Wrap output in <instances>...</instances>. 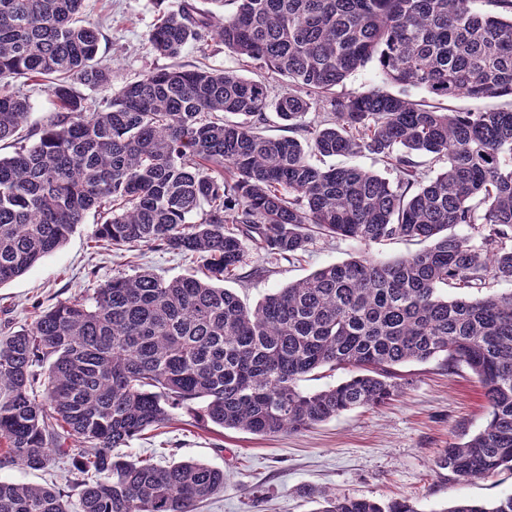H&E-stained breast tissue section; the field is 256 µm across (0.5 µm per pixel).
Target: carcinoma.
Masks as SVG:
<instances>
[{
	"label": "carcinoma",
	"instance_id": "cac0c4a2",
	"mask_svg": "<svg viewBox=\"0 0 512 512\" xmlns=\"http://www.w3.org/2000/svg\"><path fill=\"white\" fill-rule=\"evenodd\" d=\"M84 2L0 0V142L30 113L13 81H47L57 107L38 139L0 156V286L63 246L90 211L103 244L190 255L203 277L114 276L0 334V469L70 457L78 474L68 496L1 479L0 512H196L223 470L115 449L195 403L226 429L300 432L385 404L400 390L398 366L439 357L476 377L487 419L448 443L438 468L458 479L512 470V290L439 293L512 283V110L336 93L375 59L386 80L436 99L512 97V0H182L159 12V55L210 37L286 78L273 102L264 82L208 66L149 71L106 95L112 68ZM270 108L289 135L259 131ZM315 108L326 118L305 123ZM366 153L395 180L312 161ZM419 154L440 170L420 169ZM316 233L429 245L392 262L329 264L253 308L221 286L242 276L247 247L294 259ZM324 367L350 375L300 389ZM304 493L320 499L316 512H417ZM442 512H512V494Z\"/></svg>",
	"mask_w": 512,
	"mask_h": 512
}]
</instances>
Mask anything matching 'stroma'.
<instances>
[{"instance_id":"stroma-1","label":"stroma","mask_w":512,"mask_h":512,"mask_svg":"<svg viewBox=\"0 0 512 512\" xmlns=\"http://www.w3.org/2000/svg\"><path fill=\"white\" fill-rule=\"evenodd\" d=\"M159 7L156 0H86V12L103 25L102 48L111 57L112 85L170 66L153 49L150 35ZM185 65L205 64L264 81L270 98L283 91L284 77L229 53L216 41L185 51ZM98 217L87 214L68 241L25 274L0 286V328H30L38 311L93 291L112 277L147 268L171 279L198 270V260L145 245L98 247L93 242ZM420 245L405 239L364 245L344 239H315L301 256L287 259L249 251L248 268L260 276L229 282L249 304L317 269L356 253L380 261L405 257ZM402 387L378 408H358L301 432L270 436L224 429L187 409L173 410L163 426L124 447V455L157 465L196 461L224 471V487L197 512H314L306 488L334 490L378 501L409 500L418 512H442L448 503H492L512 493V471L461 481L437 467L448 443L474 435L486 421V403L476 379L464 367L448 370L442 360L412 362L399 368ZM0 478L25 484L55 485L69 492L70 462L40 471L16 466Z\"/></svg>"}]
</instances>
